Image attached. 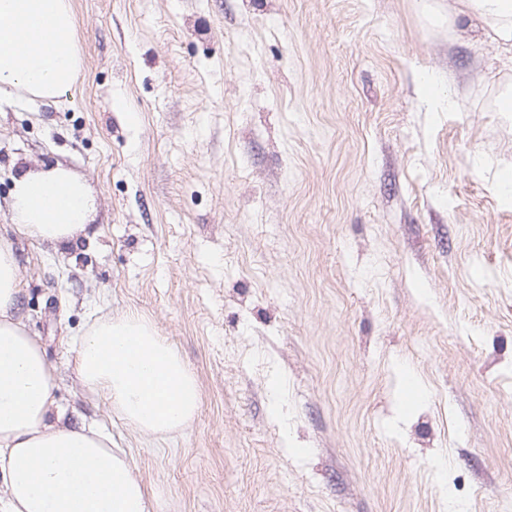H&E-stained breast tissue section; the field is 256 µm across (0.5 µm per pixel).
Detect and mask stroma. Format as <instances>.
I'll use <instances>...</instances> for the list:
<instances>
[{"label":"stroma","mask_w":512,"mask_h":512,"mask_svg":"<svg viewBox=\"0 0 512 512\" xmlns=\"http://www.w3.org/2000/svg\"><path fill=\"white\" fill-rule=\"evenodd\" d=\"M78 92L0 107L17 165L91 185L87 236L11 228L67 423L154 512H512V51L458 0H73ZM135 312L195 375L133 430L74 371Z\"/></svg>","instance_id":"stroma-1"}]
</instances>
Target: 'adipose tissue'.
Segmentation results:
<instances>
[{
	"label": "adipose tissue",
	"instance_id": "1",
	"mask_svg": "<svg viewBox=\"0 0 512 512\" xmlns=\"http://www.w3.org/2000/svg\"><path fill=\"white\" fill-rule=\"evenodd\" d=\"M461 15L512 45V0H461ZM80 57L72 0H0V103L59 104ZM6 201L11 226L60 248L97 210L87 181L63 164L20 165ZM21 289L0 235V485L6 512H153L123 449L93 425L52 419L54 380L38 341L17 319Z\"/></svg>",
	"mask_w": 512,
	"mask_h": 512
}]
</instances>
